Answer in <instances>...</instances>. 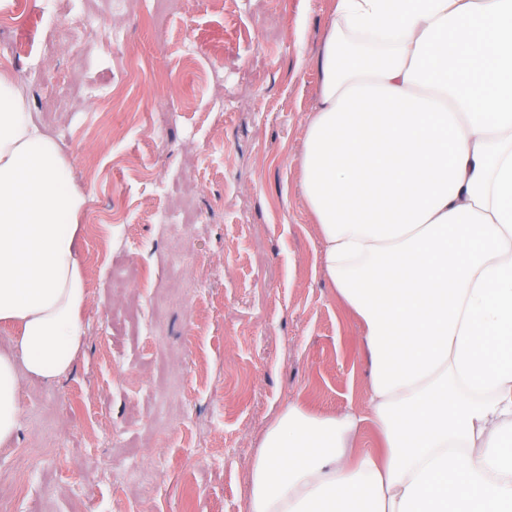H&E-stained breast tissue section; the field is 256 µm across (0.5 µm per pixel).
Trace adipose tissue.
<instances>
[{
  "label": "adipose tissue",
  "mask_w": 512,
  "mask_h": 512,
  "mask_svg": "<svg viewBox=\"0 0 512 512\" xmlns=\"http://www.w3.org/2000/svg\"><path fill=\"white\" fill-rule=\"evenodd\" d=\"M313 65L301 195L369 384L276 415L245 512H512V0H336ZM86 204L0 73L1 446L85 344Z\"/></svg>",
  "instance_id": "adipose-tissue-1"
}]
</instances>
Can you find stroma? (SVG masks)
I'll return each mask as SVG.
<instances>
[{
  "instance_id": "obj_1",
  "label": "stroma",
  "mask_w": 512,
  "mask_h": 512,
  "mask_svg": "<svg viewBox=\"0 0 512 512\" xmlns=\"http://www.w3.org/2000/svg\"><path fill=\"white\" fill-rule=\"evenodd\" d=\"M23 8L0 71L88 193L91 299L71 371L23 385L0 507L242 512L275 414L338 410L368 386L295 161L330 0H182L161 29L155 0ZM186 198L196 223H156Z\"/></svg>"
}]
</instances>
